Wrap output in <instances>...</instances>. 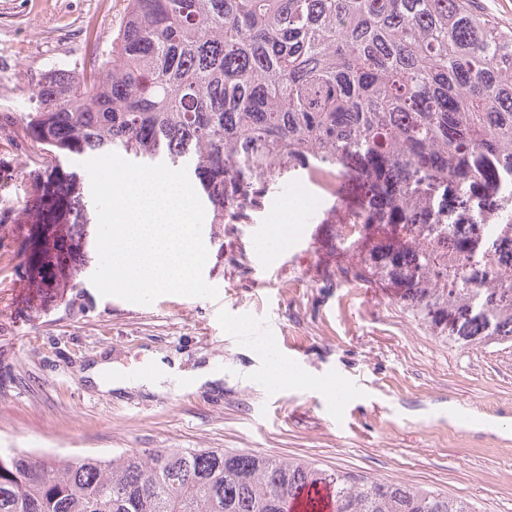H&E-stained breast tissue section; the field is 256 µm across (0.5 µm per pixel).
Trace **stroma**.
I'll list each match as a JSON object with an SVG mask.
<instances>
[{
	"instance_id": "obj_1",
	"label": "stroma",
	"mask_w": 512,
	"mask_h": 512,
	"mask_svg": "<svg viewBox=\"0 0 512 512\" xmlns=\"http://www.w3.org/2000/svg\"><path fill=\"white\" fill-rule=\"evenodd\" d=\"M126 0H0V448L38 456L129 449L224 448L305 459L326 469L436 488L478 512H512V348L445 344L387 283L338 271L361 250L337 246L348 209L304 177L270 194L250 224H204L205 280L217 298L163 295L141 305L101 296L96 252L35 272L26 262L36 177L70 173L96 208L80 156L47 163L28 135L35 92L112 47ZM315 207L287 219L292 191ZM305 384L269 389L265 345ZM179 373L223 369L221 388L104 392L88 365L146 374L154 358Z\"/></svg>"
}]
</instances>
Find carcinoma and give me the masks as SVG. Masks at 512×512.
<instances>
[{
	"mask_svg": "<svg viewBox=\"0 0 512 512\" xmlns=\"http://www.w3.org/2000/svg\"><path fill=\"white\" fill-rule=\"evenodd\" d=\"M474 0H127L122 33L90 71L51 74L31 138L49 157L116 152L193 172L213 224H247L271 186L334 169L351 184L352 222L391 224L348 282L387 280L443 342L512 347V306L496 264L484 288L448 257V183L474 196L512 170V28ZM50 206L21 224H67L73 261L89 218L57 177ZM29 235L28 263L65 269ZM463 318L448 326V313ZM332 512H477L473 502L313 462L222 448H151L110 457L0 450V512H290L309 486Z\"/></svg>",
	"mask_w": 512,
	"mask_h": 512,
	"instance_id": "obj_1",
	"label": "carcinoma"
}]
</instances>
